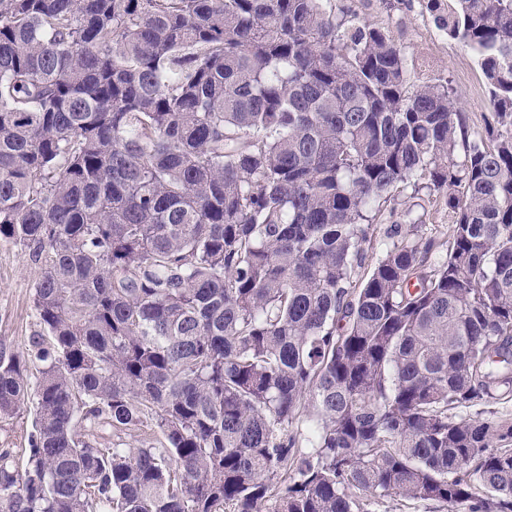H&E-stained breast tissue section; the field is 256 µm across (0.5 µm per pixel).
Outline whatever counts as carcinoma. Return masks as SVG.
<instances>
[{
  "mask_svg": "<svg viewBox=\"0 0 512 512\" xmlns=\"http://www.w3.org/2000/svg\"><path fill=\"white\" fill-rule=\"evenodd\" d=\"M428 9L485 77L473 136L332 0H0V241L44 265L0 512H512V424L456 414L512 392V0ZM417 177L451 240L396 229L354 283ZM35 404L32 399L10 418L0 419V448H13L20 466L25 462L24 448L27 436L33 428ZM95 438L103 446L118 448H138L146 438L141 431H116L110 427H102L95 432ZM364 503L367 512H451L441 503L406 500L394 495Z\"/></svg>",
  "mask_w": 512,
  "mask_h": 512,
  "instance_id": "carcinoma-1",
  "label": "carcinoma"
}]
</instances>
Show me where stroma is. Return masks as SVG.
<instances>
[{"mask_svg": "<svg viewBox=\"0 0 512 512\" xmlns=\"http://www.w3.org/2000/svg\"><path fill=\"white\" fill-rule=\"evenodd\" d=\"M426 3L335 0V7L391 32L406 53L412 80L447 82L461 98L468 128L482 130L492 119L483 73L472 52L440 29ZM397 223L405 232L440 240L447 239L452 230L447 209L431 201L428 190L405 193L395 206L385 207L372 224V242L363 267L356 272L357 279H364L377 265L387 242L386 233ZM42 272V264L32 259L31 248L19 243L0 244V346L24 351L29 349L33 336L41 334L33 293ZM34 418L35 405L30 402L12 417L0 419V448L13 449L16 456H23Z\"/></svg>", "mask_w": 512, "mask_h": 512, "instance_id": "1", "label": "stroma"}]
</instances>
